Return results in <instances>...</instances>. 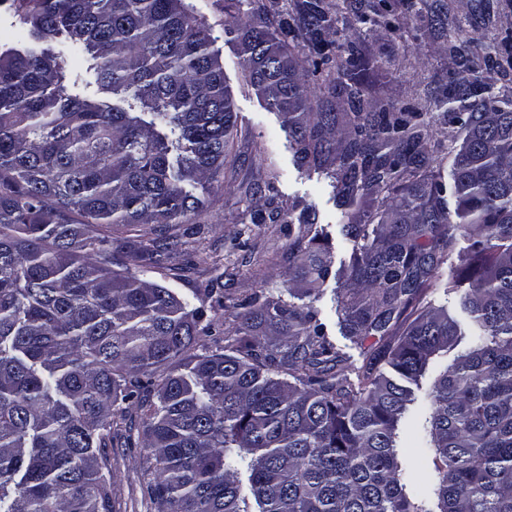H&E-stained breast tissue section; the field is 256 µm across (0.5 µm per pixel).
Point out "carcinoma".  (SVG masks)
Instances as JSON below:
<instances>
[{
  "label": "carcinoma",
  "instance_id": "cac0c4a2",
  "mask_svg": "<svg viewBox=\"0 0 512 512\" xmlns=\"http://www.w3.org/2000/svg\"><path fill=\"white\" fill-rule=\"evenodd\" d=\"M17 2L23 39L0 53V512H112V426L134 397L155 512H512V98L478 70L463 25L448 23V55L473 78L436 103L465 131L448 151L451 213L425 115L367 111L362 49L324 38L348 17L295 0L273 24L256 0H224L227 30L245 29L249 83L283 116L297 161L331 169L343 196L385 194V236L348 225L364 292L347 304L350 334H390L459 235L494 242L461 295L469 331L415 309L392 373L354 386L312 307L266 298L236 316L227 348L156 380L211 326L125 271H164L168 248L112 228L201 210L194 189L224 169L235 127L223 64L183 0ZM377 17L399 34L377 5L356 22ZM291 41L338 53L343 112L310 123ZM92 84L120 104L86 96ZM339 121L354 133L341 149ZM296 259L295 290L319 291L329 264L300 247Z\"/></svg>",
  "mask_w": 512,
  "mask_h": 512
}]
</instances>
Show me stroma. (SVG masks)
<instances>
[{
    "label": "stroma",
    "mask_w": 512,
    "mask_h": 512,
    "mask_svg": "<svg viewBox=\"0 0 512 512\" xmlns=\"http://www.w3.org/2000/svg\"><path fill=\"white\" fill-rule=\"evenodd\" d=\"M210 27L212 47L224 66V78L232 94L236 127L224 171L202 192L198 216L165 229L175 245L169 269L152 280L171 288L219 324L221 338H229L241 303L253 297L280 295L290 279L295 244L329 258V275L317 298L292 296V303L312 304L325 325L335 349L348 359L347 376L389 372L387 354L402 325L390 336L352 339L344 321V305L353 293L350 278L352 245L344 235V219L358 215L363 223L377 226L378 198L339 195L325 171L296 164L279 113L267 108L247 82V69L236 33L226 31L224 0H186ZM460 18L474 37L512 35V0H427ZM403 30L402 41H393L379 25L341 27L337 42L365 44L373 65L363 79L373 99L389 98L419 112L434 111L448 81L459 83L469 75L448 59V39L437 27L420 22L413 11L396 6ZM469 237L458 238L449 260L435 272L436 283L424 306L459 314V290L449 281L466 282L478 265L479 253ZM217 289L220 300L210 297ZM114 446L110 463L115 475L113 512H153L146 493L148 477L143 468L146 450L143 427L136 407L112 428Z\"/></svg>",
    "instance_id": "35a3bbf8"
}]
</instances>
